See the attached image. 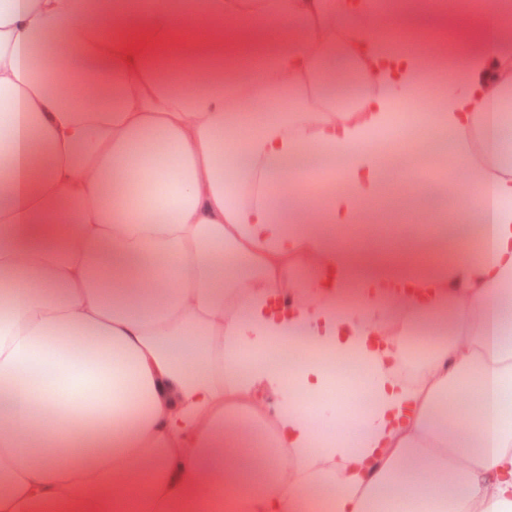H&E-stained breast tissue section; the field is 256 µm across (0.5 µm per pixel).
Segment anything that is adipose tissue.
<instances>
[{"label":"adipose tissue","mask_w":512,"mask_h":512,"mask_svg":"<svg viewBox=\"0 0 512 512\" xmlns=\"http://www.w3.org/2000/svg\"><path fill=\"white\" fill-rule=\"evenodd\" d=\"M371 0H0V512H512V47L501 0L453 15L466 88L418 114L483 226L475 251L387 272L366 314L269 305L378 188L373 132L424 84ZM287 35L277 51L264 42ZM247 54L244 67L229 55ZM361 73L340 108L323 76ZM341 155L353 192L290 163ZM239 265L224 264L225 252ZM452 334L411 364L384 299ZM337 343L373 403L263 350ZM288 392L270 407L259 390ZM265 356L272 364L282 367L287 378L292 376L293 372H296L301 365V361L292 355L288 346L279 343L272 344L267 349Z\"/></svg>","instance_id":"obj_1"}]
</instances>
